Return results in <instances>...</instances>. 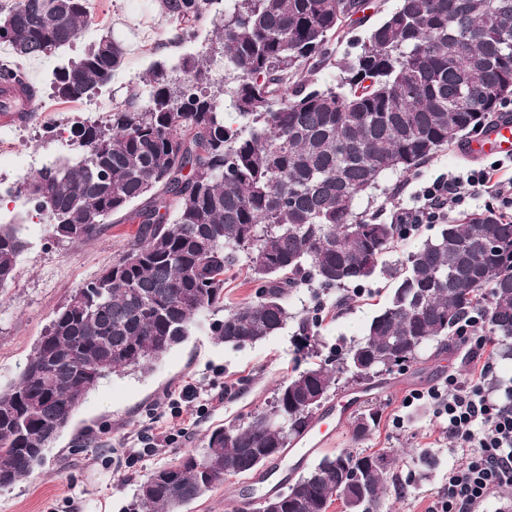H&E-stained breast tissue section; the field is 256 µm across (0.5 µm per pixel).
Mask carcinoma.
Wrapping results in <instances>:
<instances>
[{"mask_svg":"<svg viewBox=\"0 0 512 512\" xmlns=\"http://www.w3.org/2000/svg\"><path fill=\"white\" fill-rule=\"evenodd\" d=\"M212 0H164L179 39L196 37ZM372 0H224L217 27L224 78L193 55L157 62L106 123L72 130L79 149L26 176L18 192L51 219L60 241L94 239L114 215L138 229L112 265L79 285L55 312L16 382L0 389V488L29 477L98 383L120 370L149 371L181 344L204 313L224 311L210 329L238 347L277 334L288 298L303 286L344 288L375 277L400 239V225L355 212L386 172L410 173L443 148L486 128L496 101L512 95V0H399L373 25L361 52L340 66L334 87L315 75L332 64L331 42ZM88 0L0 4V84L15 87L24 117L31 91L21 58L73 43ZM125 50L101 37L53 70V97L77 102L112 83ZM291 94H285L286 89ZM144 203L133 209L138 200ZM492 238L497 247L488 249ZM26 248L15 224H0V290L17 277ZM237 266L261 282L258 296L224 307L225 276ZM363 338L329 362H308L279 383L268 410L245 426L213 430L205 454L152 472L136 512H181L224 476L255 472L259 457L282 454L309 430L319 404L350 382L379 376L381 358L418 361L477 306L489 332L512 339V222L492 211L463 216L411 252ZM316 321L299 322L300 350L316 345ZM378 411L354 421L357 436ZM394 458L347 451L322 458L287 489L279 512H380Z\"/></svg>","mask_w":512,"mask_h":512,"instance_id":"obj_1","label":"carcinoma"}]
</instances>
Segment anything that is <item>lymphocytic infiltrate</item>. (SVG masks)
Returning a JSON list of instances; mask_svg holds the SVG:
<instances>
[{
    "label": "lymphocytic infiltrate",
    "instance_id": "1",
    "mask_svg": "<svg viewBox=\"0 0 512 512\" xmlns=\"http://www.w3.org/2000/svg\"><path fill=\"white\" fill-rule=\"evenodd\" d=\"M500 163L463 174H442L414 194L410 205H396L391 223L401 225L403 239L424 224H445L452 214H467L471 201L485 199L501 216L512 220V176ZM447 433L465 457L448 474V491L431 512H479L500 489L512 486V403L496 401L483 380L463 382L448 377L444 386L426 393Z\"/></svg>",
    "mask_w": 512,
    "mask_h": 512
}]
</instances>
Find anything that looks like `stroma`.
Wrapping results in <instances>:
<instances>
[{
	"instance_id": "obj_1",
	"label": "stroma",
	"mask_w": 512,
	"mask_h": 512,
	"mask_svg": "<svg viewBox=\"0 0 512 512\" xmlns=\"http://www.w3.org/2000/svg\"><path fill=\"white\" fill-rule=\"evenodd\" d=\"M191 43L175 42L178 23L162 6V0H90L88 21L78 38L53 56L24 61L30 79L40 88L35 112L26 118L0 115V187L9 188L33 174L31 158L49 162L72 154L70 129L86 118V101L62 102L52 97L50 80L57 66L80 57L101 36L119 40L127 49L124 67L101 98L125 101L130 85L140 82L158 61L174 63L184 55L206 56L214 78L224 75V59L210 55L215 37L211 9ZM462 145L439 151L419 171L403 176L385 173L377 191L356 203L360 212L390 211L396 201L411 204L413 194L443 173L469 170L481 163ZM0 215L20 225L28 246L17 264L16 282L0 294V387L16 381L38 338L58 307L81 283L99 275L120 253L137 226L130 222L107 223L96 240L71 244L54 239L46 218L36 217L24 196L0 197ZM438 225H423L413 239L397 241L383 257V270L372 280L349 286L347 302L335 308L337 291L297 288L288 299L290 318L276 335L235 348L224 344L209 328V318L196 324L187 340L170 350L148 372L126 371L110 375L92 390L76 411L70 426L46 452L43 465L26 479L0 489V512H127L136 489L158 467L178 463L188 453L203 455L210 432L219 426H243L270 404L279 382L300 363L295 338L303 317H320L317 348L320 356L360 340L367 323L388 298L391 273L404 263ZM478 334L456 337L448 349L425 348L418 362L356 386L342 387L328 403L339 406L362 397L363 408H377L379 424L365 439H355L352 426L324 447L327 455L345 450L356 454L385 451L396 465L387 479V495L381 512H429L448 489V473L464 457L449 438L443 419L419 391L441 383L448 375L468 381L484 376L495 387V398H504L512 385V359L502 356L497 345L485 347L480 359L469 356ZM194 385L197 399L182 404V417L160 416L158 405L168 394ZM186 428L182 442L154 456L125 463L127 439L143 430ZM431 453L436 466L424 472L421 452ZM303 440L291 441L269 469L247 477H225L183 512H237L243 503L258 505L282 478L297 479L317 462L305 457Z\"/></svg>"
}]
</instances>
